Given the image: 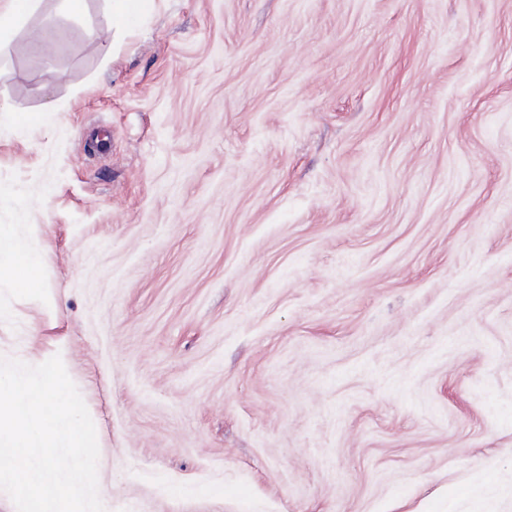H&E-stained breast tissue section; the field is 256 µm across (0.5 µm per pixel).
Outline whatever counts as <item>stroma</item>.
Masks as SVG:
<instances>
[{"label": "stroma", "instance_id": "stroma-1", "mask_svg": "<svg viewBox=\"0 0 512 512\" xmlns=\"http://www.w3.org/2000/svg\"><path fill=\"white\" fill-rule=\"evenodd\" d=\"M106 13L0 45V354L65 347L105 512H512V0ZM106 31L122 34L132 30L143 18L145 0H109ZM40 239L35 232L21 236L11 225H0V282L21 288H38L37 255Z\"/></svg>", "mask_w": 512, "mask_h": 512}]
</instances>
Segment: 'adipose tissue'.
<instances>
[{"label": "adipose tissue", "mask_w": 512, "mask_h": 512, "mask_svg": "<svg viewBox=\"0 0 512 512\" xmlns=\"http://www.w3.org/2000/svg\"><path fill=\"white\" fill-rule=\"evenodd\" d=\"M37 234L22 236L9 225H0V281L6 280L22 288L39 287Z\"/></svg>", "instance_id": "obj_1"}]
</instances>
